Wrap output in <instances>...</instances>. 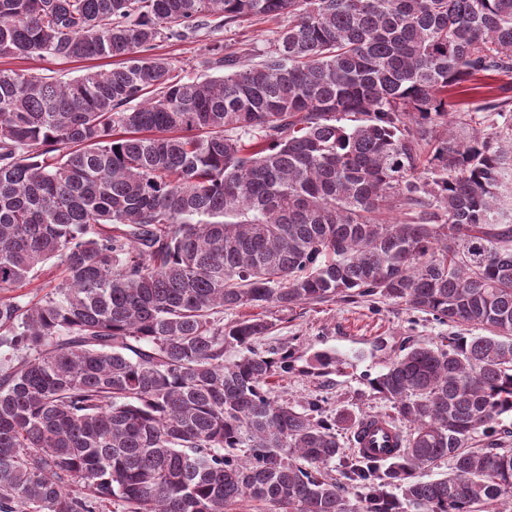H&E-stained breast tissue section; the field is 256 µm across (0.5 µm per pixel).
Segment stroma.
Masks as SVG:
<instances>
[{"instance_id": "stroma-1", "label": "stroma", "mask_w": 512, "mask_h": 512, "mask_svg": "<svg viewBox=\"0 0 512 512\" xmlns=\"http://www.w3.org/2000/svg\"><path fill=\"white\" fill-rule=\"evenodd\" d=\"M280 26V21L262 20L212 27L192 39L160 42L155 53L176 70L206 77L210 70L205 63V45L218 42L225 52L253 57ZM0 69L65 81L83 74L85 66L19 55L1 57ZM449 331V326L386 300L297 306L293 311L277 313L276 326L263 343L264 349L278 354L289 350L294 355L292 373L274 377L270 391L295 404L322 400L328 416L339 412L355 416L391 414L389 403L372 389L371 379L385 369L404 339L437 344ZM322 352L338 358L337 369L322 376L309 374L314 356Z\"/></svg>"}]
</instances>
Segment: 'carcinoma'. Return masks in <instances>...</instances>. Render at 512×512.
<instances>
[{
    "label": "carcinoma",
    "instance_id": "cac0c4a2",
    "mask_svg": "<svg viewBox=\"0 0 512 512\" xmlns=\"http://www.w3.org/2000/svg\"><path fill=\"white\" fill-rule=\"evenodd\" d=\"M212 18L288 25L209 47L220 76L152 54ZM32 54L117 62L0 69V290L64 272L0 300V512H512V124L489 101L460 140L448 101L512 72V0H0V56ZM376 297L490 332L371 380L409 426L385 458L336 427L386 417L270 397L275 319H215ZM112 58L94 60L90 62H66L58 60H42L32 56H11L0 58V69H13L25 71L42 77H53L55 80L65 81L80 76L87 66H93L94 70H111ZM49 265L53 266V275L52 278H41L29 285H26L22 288H14L9 291L0 292V300L8 299L14 296L23 295V300L25 302L35 303L47 293L50 292L62 279L63 277V268L59 264L57 260H52ZM51 279V282L49 280Z\"/></svg>",
    "mask_w": 512,
    "mask_h": 512
}]
</instances>
